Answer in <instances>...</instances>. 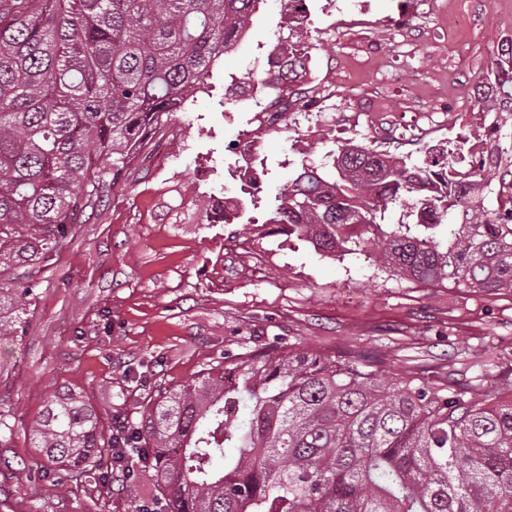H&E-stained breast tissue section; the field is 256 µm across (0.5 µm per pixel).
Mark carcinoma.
<instances>
[{
	"label": "carcinoma",
	"instance_id": "cac0c4a2",
	"mask_svg": "<svg viewBox=\"0 0 512 512\" xmlns=\"http://www.w3.org/2000/svg\"><path fill=\"white\" fill-rule=\"evenodd\" d=\"M261 2L0 0V336L17 332V299L35 288L4 267L59 244L121 185L149 134L210 91ZM284 2L288 36L272 48L282 66L230 76L258 101L311 67L306 0ZM252 163L227 167L238 195L214 220L256 205ZM468 177L443 150L419 164L348 141L318 166L300 161L266 223L328 256L353 244L424 284L512 289V224L475 207L437 238ZM155 391L141 421L118 416L107 434L77 396L56 394L30 427L35 447L66 477L104 455V484L153 470L157 495L136 512H512V399L391 387L358 356L277 344Z\"/></svg>",
	"mask_w": 512,
	"mask_h": 512
}]
</instances>
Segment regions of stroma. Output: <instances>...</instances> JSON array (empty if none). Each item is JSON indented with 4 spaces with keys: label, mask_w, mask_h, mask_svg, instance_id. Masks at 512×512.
Instances as JSON below:
<instances>
[{
    "label": "stroma",
    "mask_w": 512,
    "mask_h": 512,
    "mask_svg": "<svg viewBox=\"0 0 512 512\" xmlns=\"http://www.w3.org/2000/svg\"><path fill=\"white\" fill-rule=\"evenodd\" d=\"M307 0L314 83L328 114L298 112L263 133L259 196L283 190L300 160L320 162L345 139L371 143L373 124L410 128L439 113L415 143L387 150L419 162L448 148L470 162V139L497 130L500 165L478 169L471 203L497 210L512 185V0ZM288 30L281 0H264L221 77L177 112L125 183L86 210L70 238L27 264L24 333L0 340V512H134V492L94 473L59 482L44 467L30 422L55 394L73 392L101 423L138 418L156 385L195 379L225 354L280 343L359 355L403 385L457 379L470 396L512 393V289L478 292L393 275L366 255L328 257L267 223L215 224L224 203L227 146L250 135L255 102L224 100L226 75L260 74Z\"/></svg>",
    "instance_id": "obj_1"
}]
</instances>
